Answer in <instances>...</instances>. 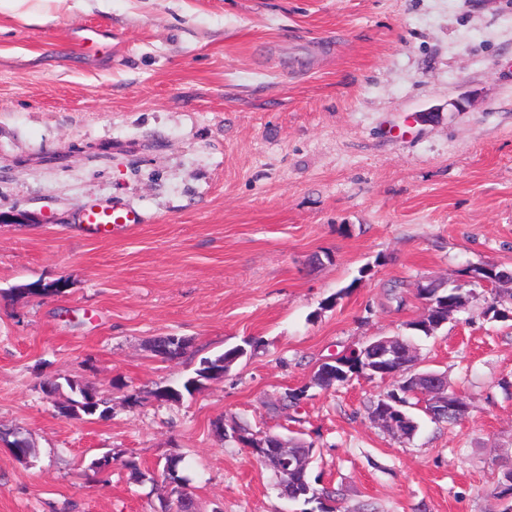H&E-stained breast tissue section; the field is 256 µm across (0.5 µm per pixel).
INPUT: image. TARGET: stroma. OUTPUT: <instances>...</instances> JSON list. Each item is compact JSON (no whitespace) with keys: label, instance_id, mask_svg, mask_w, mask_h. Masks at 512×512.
<instances>
[{"label":"stroma","instance_id":"obj_1","mask_svg":"<svg viewBox=\"0 0 512 512\" xmlns=\"http://www.w3.org/2000/svg\"><path fill=\"white\" fill-rule=\"evenodd\" d=\"M95 25L90 55L74 36ZM91 204L144 221L77 233ZM0 512H160L184 456L197 512H300L215 421L314 442L349 512H499L512 469V321L414 337L471 406L402 440L318 366L404 335L420 281L512 271V0H24L0 9ZM61 293H35L56 280ZM158 336L188 338L163 362ZM258 340L177 402L157 387ZM109 398L69 419L45 379ZM299 406L282 408L290 388ZM137 393V403L127 402ZM18 430L35 453L8 449ZM112 467L87 480L92 459Z\"/></svg>","mask_w":512,"mask_h":512}]
</instances>
